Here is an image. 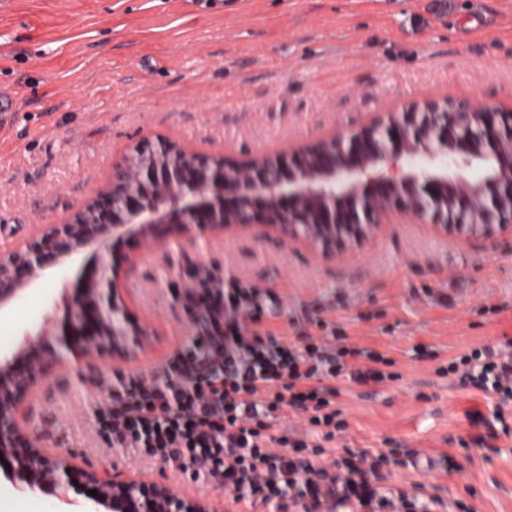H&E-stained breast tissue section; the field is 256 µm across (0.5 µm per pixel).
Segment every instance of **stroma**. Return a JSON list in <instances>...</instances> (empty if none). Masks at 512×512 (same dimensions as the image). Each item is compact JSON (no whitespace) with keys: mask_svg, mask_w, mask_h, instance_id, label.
<instances>
[{"mask_svg":"<svg viewBox=\"0 0 512 512\" xmlns=\"http://www.w3.org/2000/svg\"><path fill=\"white\" fill-rule=\"evenodd\" d=\"M431 94L512 105V0H0V109L16 111L0 131V241L64 220L143 138L236 158L275 153ZM96 262L87 249L24 292L0 315V351ZM207 271L257 285L267 326L288 340L319 335L322 318L394 360L397 377L383 385L336 382L349 429L323 464L344 447L403 448L417 464H393L386 486L432 488L436 512L461 502L512 512V434L492 424L498 397L444 372L512 337L511 241L492 249L464 228L443 237L393 224L336 258L249 235L142 250L126 288L167 336L140 374L162 375L199 335L184 292ZM129 380L108 368L49 376L35 421L51 446L95 467L216 493L193 467L113 447L99 412ZM448 452L460 467L452 475L431 467Z\"/></svg>","mask_w":512,"mask_h":512,"instance_id":"stroma-1","label":"stroma"}]
</instances>
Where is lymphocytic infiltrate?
I'll return each instance as SVG.
<instances>
[{
    "label": "lymphocytic infiltrate",
    "instance_id": "lymphocytic-infiltrate-1",
    "mask_svg": "<svg viewBox=\"0 0 512 512\" xmlns=\"http://www.w3.org/2000/svg\"><path fill=\"white\" fill-rule=\"evenodd\" d=\"M250 282L230 283L207 274L189 289L191 309L208 325L200 347L178 351L162 377L137 379L114 394L100 417L118 448H141L166 462L205 469L233 501L247 495L317 497L320 485L336 482V504L356 512H431L438 496L416 485L415 495H383L379 484L393 449H344L335 473L307 459V442L273 433L285 409L308 414L324 441L346 423L335 404L339 379L364 387L390 380L389 359L373 349L309 336L296 342L268 328ZM460 381L512 399V340L501 350H476L461 357Z\"/></svg>",
    "mask_w": 512,
    "mask_h": 512
}]
</instances>
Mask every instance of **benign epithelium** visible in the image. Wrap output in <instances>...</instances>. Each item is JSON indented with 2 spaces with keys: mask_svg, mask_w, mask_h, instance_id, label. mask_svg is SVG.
Returning <instances> with one entry per match:
<instances>
[{
  "mask_svg": "<svg viewBox=\"0 0 512 512\" xmlns=\"http://www.w3.org/2000/svg\"><path fill=\"white\" fill-rule=\"evenodd\" d=\"M417 154L446 155L448 168L403 165ZM475 161L488 166L477 182L465 176ZM387 224H430L443 236L466 226L493 246L512 237V110L426 96L357 130L241 160L190 152L166 136L138 141L66 222L0 245V311L47 270L99 249L97 270L77 279L63 317L0 353V473L16 489L87 512H224L221 493L181 495L165 478L80 466L47 449L34 423L29 402L51 373L95 372L105 359L133 366L161 344L163 332L130 307L125 281L135 258L107 250L109 235L165 248L176 238L251 234L334 258Z\"/></svg>",
  "mask_w": 512,
  "mask_h": 512,
  "instance_id": "obj_1",
  "label": "benign epithelium"
}]
</instances>
